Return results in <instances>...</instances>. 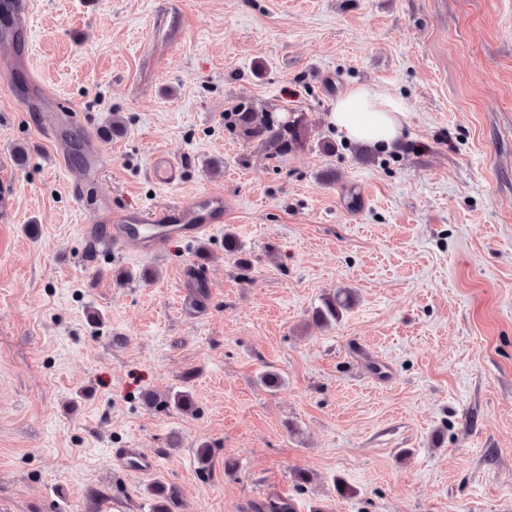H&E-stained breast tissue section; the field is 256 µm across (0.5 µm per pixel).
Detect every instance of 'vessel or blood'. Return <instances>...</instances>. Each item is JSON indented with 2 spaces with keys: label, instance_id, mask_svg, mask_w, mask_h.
Masks as SVG:
<instances>
[{
  "label": "vessel or blood",
  "instance_id": "vessel-or-blood-1",
  "mask_svg": "<svg viewBox=\"0 0 512 512\" xmlns=\"http://www.w3.org/2000/svg\"><path fill=\"white\" fill-rule=\"evenodd\" d=\"M180 159L160 155L154 157L150 172L154 180L173 184L180 180ZM224 195L219 191H206L189 198H180L162 208L120 209L109 213L107 237H100L98 227L85 225L84 235L92 245L110 247L134 245L144 251L175 239L196 238L212 231V215L223 213ZM115 463L125 470L150 472L156 467L153 458L136 448H116L112 451Z\"/></svg>",
  "mask_w": 512,
  "mask_h": 512
}]
</instances>
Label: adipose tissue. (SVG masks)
<instances>
[{
    "label": "adipose tissue",
    "mask_w": 512,
    "mask_h": 512,
    "mask_svg": "<svg viewBox=\"0 0 512 512\" xmlns=\"http://www.w3.org/2000/svg\"><path fill=\"white\" fill-rule=\"evenodd\" d=\"M404 116L401 102L379 87L365 85L338 98L329 121L346 141L388 146L401 136Z\"/></svg>",
    "instance_id": "1"
}]
</instances>
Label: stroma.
Segmentation results:
<instances>
[{
    "instance_id": "obj_1",
    "label": "stroma",
    "mask_w": 512,
    "mask_h": 512,
    "mask_svg": "<svg viewBox=\"0 0 512 512\" xmlns=\"http://www.w3.org/2000/svg\"><path fill=\"white\" fill-rule=\"evenodd\" d=\"M26 7L27 29L0 17V512L96 493L151 512L157 481L182 512H512V0ZM357 85L404 103L392 148L330 125ZM244 98L302 115L305 147L275 164L229 135ZM65 106L98 141L92 176L40 131ZM160 153L175 186L149 173ZM205 190L224 194L205 239L86 261L98 208ZM339 291L351 307L315 326ZM180 390L198 413L144 398ZM116 448L157 466L116 468ZM182 161L169 156H155L150 172L154 180L162 184H174L181 178ZM349 305V296L341 301L339 295L333 294L324 298L322 304L313 311L312 321L317 327H328L333 321L339 318V312L342 308Z\"/></svg>"
}]
</instances>
